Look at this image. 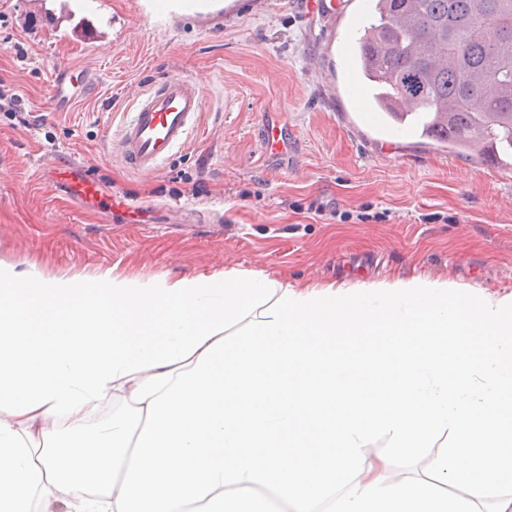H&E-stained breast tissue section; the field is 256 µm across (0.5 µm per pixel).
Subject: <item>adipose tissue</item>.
<instances>
[{"mask_svg":"<svg viewBox=\"0 0 512 512\" xmlns=\"http://www.w3.org/2000/svg\"><path fill=\"white\" fill-rule=\"evenodd\" d=\"M389 381L367 396L357 374ZM129 407L89 427L106 401ZM429 448L461 494L366 462ZM512 512V294L0 262V512Z\"/></svg>","mask_w":512,"mask_h":512,"instance_id":"ef3b65f1","label":"adipose tissue"}]
</instances>
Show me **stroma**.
Wrapping results in <instances>:
<instances>
[{
	"instance_id": "1",
	"label": "stroma",
	"mask_w": 512,
	"mask_h": 512,
	"mask_svg": "<svg viewBox=\"0 0 512 512\" xmlns=\"http://www.w3.org/2000/svg\"><path fill=\"white\" fill-rule=\"evenodd\" d=\"M369 0H231L215 16L152 15L146 0H0V84L34 116L0 111V261L52 278H148L237 267L297 283L390 274L512 293V168L457 156L362 119L351 47ZM92 74L51 106L59 65ZM179 70L203 93L200 126L151 172L113 147L133 94ZM277 119L287 154L265 156ZM77 165L122 214L74 206L37 177ZM436 451L400 452L398 477H431Z\"/></svg>"
}]
</instances>
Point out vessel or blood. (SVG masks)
<instances>
[{"label": "vessel or blood", "instance_id": "1", "mask_svg": "<svg viewBox=\"0 0 512 512\" xmlns=\"http://www.w3.org/2000/svg\"><path fill=\"white\" fill-rule=\"evenodd\" d=\"M202 107L200 86L178 74L158 86L142 90L134 99L130 119L122 124L117 135L121 158L137 171L156 169L186 144L198 126ZM263 140L269 154L283 155L288 151V143L275 122L265 124ZM39 177L74 201L91 203L101 211L113 209L99 185L78 167L49 161L41 166Z\"/></svg>", "mask_w": 512, "mask_h": 512}]
</instances>
